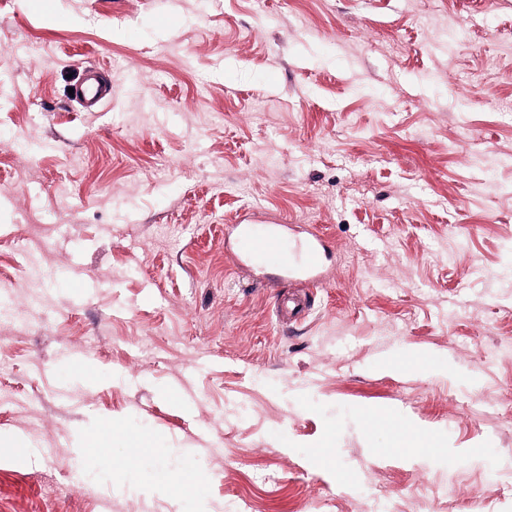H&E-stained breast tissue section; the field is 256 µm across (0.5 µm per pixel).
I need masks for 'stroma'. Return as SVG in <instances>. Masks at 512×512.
Here are the masks:
<instances>
[{
  "label": "stroma",
  "instance_id": "35a3bbf8",
  "mask_svg": "<svg viewBox=\"0 0 512 512\" xmlns=\"http://www.w3.org/2000/svg\"><path fill=\"white\" fill-rule=\"evenodd\" d=\"M253 211L328 237L298 317ZM1 303L0 512H512V0H0ZM75 96L84 100L87 111H94L95 107L112 98V84L101 80L97 75H85L74 87ZM24 285L33 299L43 300V272L36 256L27 255Z\"/></svg>",
  "mask_w": 512,
  "mask_h": 512
}]
</instances>
